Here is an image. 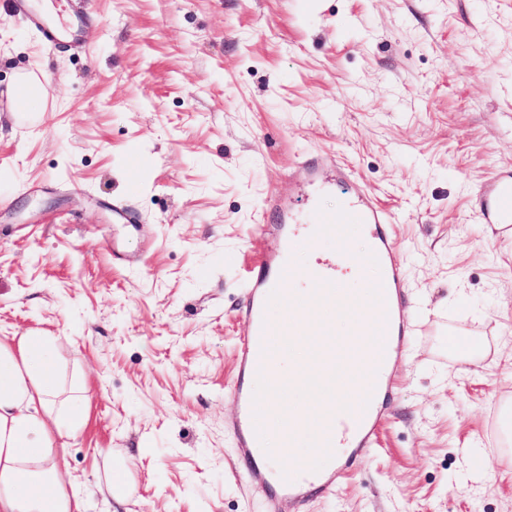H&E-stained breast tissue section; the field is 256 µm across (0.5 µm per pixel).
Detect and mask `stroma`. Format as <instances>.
Wrapping results in <instances>:
<instances>
[{"instance_id": "stroma-1", "label": "stroma", "mask_w": 512, "mask_h": 512, "mask_svg": "<svg viewBox=\"0 0 512 512\" xmlns=\"http://www.w3.org/2000/svg\"><path fill=\"white\" fill-rule=\"evenodd\" d=\"M12 2L0 339L48 332L85 384L60 455L84 512H268L224 394L271 247L253 227L270 193L305 225L359 190L392 219L410 332L375 447L301 512H512V239L478 196L512 172V0H79L80 42L55 48ZM21 73L38 112L13 98ZM310 157L314 193L290 178ZM361 237H316L294 266ZM43 85L36 76L24 73L16 81L14 98L16 102L28 111H35L34 105L40 101Z\"/></svg>"}]
</instances>
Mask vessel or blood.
Here are the masks:
<instances>
[{
    "label": "vessel or blood",
    "mask_w": 512,
    "mask_h": 512,
    "mask_svg": "<svg viewBox=\"0 0 512 512\" xmlns=\"http://www.w3.org/2000/svg\"><path fill=\"white\" fill-rule=\"evenodd\" d=\"M33 24L51 27L53 44L77 43L83 24L81 16L72 14L60 24H51L41 12L30 16ZM269 209L276 214L273 224L255 227L257 238L275 240V248L262 252L248 281V299L244 316L250 331L236 354L239 379L230 389L237 404L233 423L238 446L247 462L245 474L248 480L271 482L277 485L278 495L270 502L272 512H286L288 505H301L307 490L327 488L333 483L332 475L323 471L318 463L305 462L298 468L285 471L273 462L256 463L253 450L260 445L261 423L265 405L262 400L244 387L243 378H251L282 385L273 342L284 329L294 327L304 315L309 314V302L314 296H322L328 303H335L341 289L336 272L339 260L318 263L314 271L303 277L300 288L287 286L293 267L288 257L297 250L309 247L310 236L299 234L294 217L282 205L279 198H271ZM482 221L512 233V175L499 177L485 190L481 205ZM318 231L331 235L341 232L342 225L362 224L368 229L372 243L370 263L377 265L389 293L387 297L371 301L367 313V326L384 336L385 344L374 358V365L366 383L360 390L361 403L352 411L331 413L325 428L320 431L318 445L322 448H371L383 416V409L375 401L380 393L389 390V367L392 351L397 350L406 334L401 311L406 305L403 276L395 260V246L389 229L390 219L386 212L370 198L360 193L349 195L336 214L315 213ZM280 306L285 314L282 324H274L268 311Z\"/></svg>",
    "instance_id": "vessel-or-blood-1"
}]
</instances>
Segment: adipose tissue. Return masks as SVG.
<instances>
[{
	"label": "adipose tissue",
	"instance_id": "adipose-tissue-1",
	"mask_svg": "<svg viewBox=\"0 0 512 512\" xmlns=\"http://www.w3.org/2000/svg\"><path fill=\"white\" fill-rule=\"evenodd\" d=\"M319 326L289 337L279 365L292 390L307 395L308 406L292 414L275 406L273 417L308 431V417L325 418L330 407L356 408L357 378L365 376L366 359L349 357L353 346L376 348L380 337L361 336L344 305L323 307ZM336 377V396L323 397L311 376ZM86 407L85 387L67 385L54 337L24 334L0 340V512H81L78 493L68 492L57 464L59 440L70 437Z\"/></svg>",
	"mask_w": 512,
	"mask_h": 512
}]
</instances>
